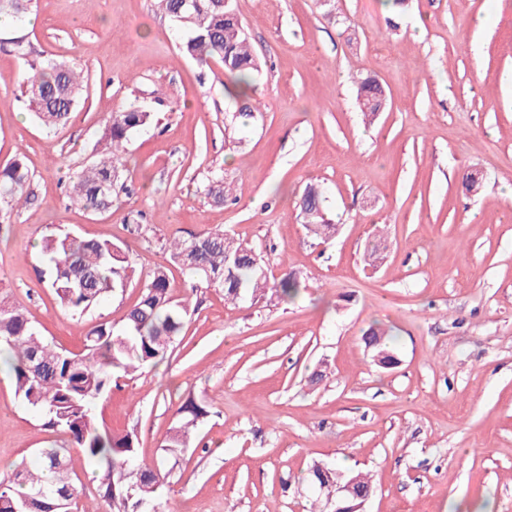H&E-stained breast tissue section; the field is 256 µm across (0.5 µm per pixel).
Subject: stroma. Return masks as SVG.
<instances>
[{
  "mask_svg": "<svg viewBox=\"0 0 512 512\" xmlns=\"http://www.w3.org/2000/svg\"><path fill=\"white\" fill-rule=\"evenodd\" d=\"M262 61L248 98L230 96L219 61L179 50L154 0H34L21 26L38 54L82 69L70 124L32 117L23 63L0 50V166L23 154L29 200L0 218V300L46 340L78 352L119 321L157 266L191 318L165 359L104 394L97 424L133 432L137 459L161 463L157 512H325L314 465L369 475L364 512H512V0H235ZM375 77L387 108L364 121L355 81ZM160 92L148 130L126 146L125 192L90 214L66 192L99 156L108 117ZM258 109L243 122L242 103ZM482 173L469 194L465 172ZM223 174L232 201L200 187ZM318 182L339 229L309 237L299 217ZM142 212L141 234L128 223ZM223 230L297 272L293 301L225 302L191 288L168 239ZM72 233L129 246L132 283L75 315L48 283L42 246ZM388 249L364 254L376 236ZM392 331L398 363L379 367L362 336ZM209 415L190 447L164 443L178 408ZM15 392L0 365V481L36 449L69 447ZM77 506L113 512L93 466L72 453Z\"/></svg>",
  "mask_w": 512,
  "mask_h": 512,
  "instance_id": "obj_1",
  "label": "stroma"
}]
</instances>
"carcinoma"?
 <instances>
[{"label":"carcinoma","instance_id":"cac0c4a2","mask_svg":"<svg viewBox=\"0 0 512 512\" xmlns=\"http://www.w3.org/2000/svg\"><path fill=\"white\" fill-rule=\"evenodd\" d=\"M163 14L184 32L182 53L201 66L217 58L224 76L238 88L252 87L262 62L253 52L244 25L233 3L225 0H155ZM31 8V0H0V17L19 18ZM7 43L26 67L25 96L45 129L52 131L73 118L85 92L77 69L54 60L29 57L27 34L12 31ZM354 105L366 118L386 107L383 86L372 77L355 82ZM152 106L139 100L124 111L114 112L105 124L104 155L78 172L70 182L73 203L102 213L112 209L124 190L123 155L130 137L152 124ZM31 175L22 157L0 167V209L9 211L28 200ZM202 193L216 204L230 200L231 188L217 175L203 185ZM300 215L307 233L326 241L336 234L327 218L324 196L317 185L305 188ZM44 253L50 264L49 286L67 310L82 314L132 282L135 269L127 249L107 239H82L69 234L51 235ZM171 256L198 283L224 289V300L235 303L245 296L259 300L268 293L281 300L297 296L301 280L286 272L270 284L266 262L254 249L224 231L191 235L171 244ZM189 310L173 299L164 268L153 271L139 300L116 323H100L87 333L85 349L76 354L57 348L39 336L27 314L19 307L0 302V343L8 347L16 394L29 407L45 413L46 426L61 429L71 446L96 466L99 491L112 501L117 512H139L152 503L160 488L161 465L142 467L134 463L136 437L127 432L99 430L94 409L97 399L112 388L119 373L135 372L154 364L168 353L184 330ZM366 346L388 368L397 357L384 333L371 326L363 335ZM183 422L171 428L166 450L185 448L192 441L190 428L207 411L193 401L181 405ZM338 469L313 467V481L327 495H336ZM76 489L66 454L60 448H42L39 465L22 462L14 470L12 484L0 483V512H71Z\"/></svg>","mask_w":512,"mask_h":512}]
</instances>
